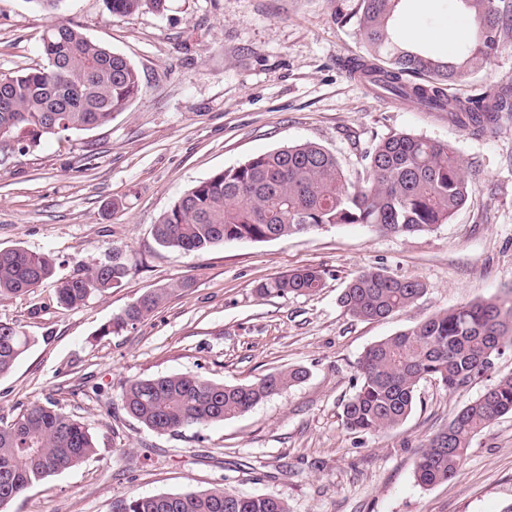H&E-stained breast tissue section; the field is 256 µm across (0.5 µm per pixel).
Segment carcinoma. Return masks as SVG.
Masks as SVG:
<instances>
[{"instance_id": "obj_1", "label": "carcinoma", "mask_w": 512, "mask_h": 512, "mask_svg": "<svg viewBox=\"0 0 512 512\" xmlns=\"http://www.w3.org/2000/svg\"><path fill=\"white\" fill-rule=\"evenodd\" d=\"M402 0H361L360 30L369 56L350 69L380 89L415 101L448 119L482 131L508 107L488 95L465 101L448 96V83L479 68L500 46L501 17L494 0H458L478 26L489 25L456 59L406 47L392 19ZM109 14L129 17L159 12L165 0H104ZM44 63L11 76L0 86V134L35 144L49 111L60 133L103 126L138 98L140 78L132 63L69 23L50 24L41 37ZM366 176L350 181L336 157L305 142L257 156L198 182L177 198L153 226L157 243L184 253L201 252L231 240L268 241L297 237L325 224H368L383 234L432 232L468 199L465 164L449 144L401 133L367 148ZM53 259L21 248L0 249V296L18 295L51 279ZM129 274L119 258L58 281V302L77 308L105 293ZM323 275L303 268L262 282L261 295H309ZM425 291L415 278L363 271L353 278L340 304L355 319H385L414 303ZM166 291L144 294L103 328L117 334L146 320ZM30 337L0 322V376L29 349ZM512 350V295L437 312L425 321L382 339L359 361L360 382L345 402L342 421L354 434L393 429L411 414L419 383L433 379L455 393L491 370ZM303 367L288 368L247 385H224L188 373L139 379L122 393L124 409L157 433L221 422L302 382ZM512 414V375L500 378L463 405L444 428L426 438L416 454L418 484L454 478L472 440L490 424ZM84 423L53 404H32L16 420L0 424V512L33 484L72 469L95 453ZM112 512H289L284 499L247 496L222 487L136 496L114 502Z\"/></svg>"}]
</instances>
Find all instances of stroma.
I'll return each instance as SVG.
<instances>
[{
  "mask_svg": "<svg viewBox=\"0 0 512 512\" xmlns=\"http://www.w3.org/2000/svg\"><path fill=\"white\" fill-rule=\"evenodd\" d=\"M502 45L482 68L449 83L456 98L512 94V0H495ZM360 0H166L159 13L110 15L104 0H64L43 11L0 0V75L42 63L52 22L82 28L137 68L139 98L108 124L0 152V249L55 262V277L0 297V322L32 343L0 377V421L53 402L87 425L95 454L28 488L8 512H110L130 496L221 486L274 495L290 512H505L512 506V415L474 438L447 482L421 487L418 446L500 377L512 350L470 386L448 393L421 381L400 426L368 436L342 424L370 345L439 310L512 293V112L480 133L447 113L378 93L349 72L362 56ZM453 0H405L398 28L429 33L451 57L474 27L447 41ZM409 133L450 143L467 164L469 199L434 232L382 234L365 224H326L305 236L233 240L198 253L161 248L152 228L171 203L213 173L283 146L319 144L351 179L362 152ZM121 257L130 271L105 295L66 309L55 282ZM314 267L322 288L264 297L257 285ZM416 278L424 294L385 320H357L338 297L363 270ZM153 289L166 290L146 320L103 335L112 317ZM299 385L222 422L180 433L148 430L124 410L131 381L191 373L249 384L290 367Z\"/></svg>",
  "mask_w": 512,
  "mask_h": 512,
  "instance_id": "1",
  "label": "stroma"
}]
</instances>
